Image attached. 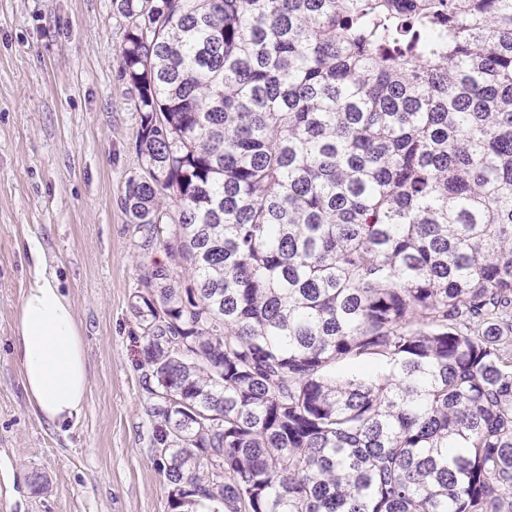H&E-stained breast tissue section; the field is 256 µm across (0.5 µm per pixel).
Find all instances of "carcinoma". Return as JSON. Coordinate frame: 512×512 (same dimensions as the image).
<instances>
[{
  "mask_svg": "<svg viewBox=\"0 0 512 512\" xmlns=\"http://www.w3.org/2000/svg\"><path fill=\"white\" fill-rule=\"evenodd\" d=\"M112 7L172 512H512V0Z\"/></svg>",
  "mask_w": 512,
  "mask_h": 512,
  "instance_id": "cac0c4a2",
  "label": "carcinoma"
}]
</instances>
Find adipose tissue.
<instances>
[{"label":"adipose tissue","instance_id":"obj_1","mask_svg":"<svg viewBox=\"0 0 512 512\" xmlns=\"http://www.w3.org/2000/svg\"><path fill=\"white\" fill-rule=\"evenodd\" d=\"M13 347L33 411L58 427L78 421L89 402L86 344L69 297L43 262L23 290Z\"/></svg>","mask_w":512,"mask_h":512}]
</instances>
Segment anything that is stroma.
<instances>
[{"instance_id": "obj_1", "label": "stroma", "mask_w": 512, "mask_h": 512, "mask_svg": "<svg viewBox=\"0 0 512 512\" xmlns=\"http://www.w3.org/2000/svg\"><path fill=\"white\" fill-rule=\"evenodd\" d=\"M126 27L112 0H0V512H171L130 308L163 254L117 204L141 165ZM37 251L87 346L88 407L60 428L29 406L12 352Z\"/></svg>"}]
</instances>
